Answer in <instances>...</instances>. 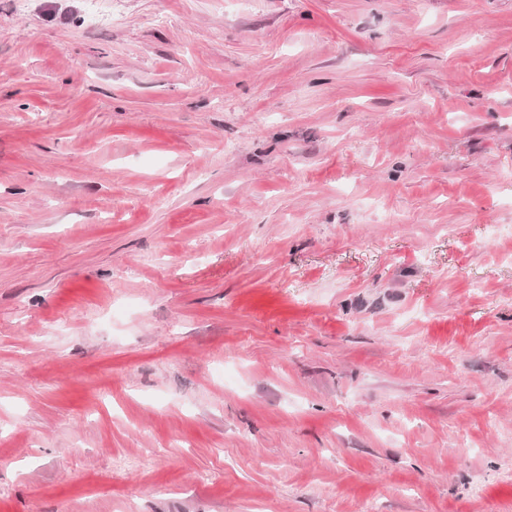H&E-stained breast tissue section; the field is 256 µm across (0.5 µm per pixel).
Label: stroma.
Wrapping results in <instances>:
<instances>
[{"label": "stroma", "instance_id": "stroma-1", "mask_svg": "<svg viewBox=\"0 0 512 512\" xmlns=\"http://www.w3.org/2000/svg\"><path fill=\"white\" fill-rule=\"evenodd\" d=\"M0 512H512V0H0Z\"/></svg>", "mask_w": 512, "mask_h": 512}]
</instances>
